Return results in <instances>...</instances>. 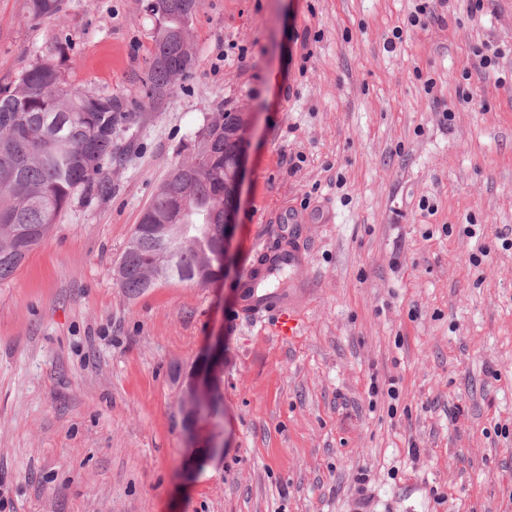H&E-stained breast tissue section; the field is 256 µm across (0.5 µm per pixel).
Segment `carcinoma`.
I'll use <instances>...</instances> for the list:
<instances>
[{
	"instance_id": "cac0c4a2",
	"label": "carcinoma",
	"mask_w": 512,
	"mask_h": 512,
	"mask_svg": "<svg viewBox=\"0 0 512 512\" xmlns=\"http://www.w3.org/2000/svg\"><path fill=\"white\" fill-rule=\"evenodd\" d=\"M169 27L190 29L184 0H160ZM63 0H28L27 19L39 23L57 18ZM145 78V95L164 98L175 81L190 69L178 63L194 59L193 42L171 41L156 29ZM71 49L69 35L57 33L46 52L30 68L0 83V281L10 278L26 255L52 229L79 192L104 190V165L112 160L113 134L131 119L120 104L72 87L63 61ZM219 112L203 130L212 165L191 181L171 176L160 185L144 213L174 224L188 225L187 241L175 257L177 272L159 282L204 283L222 271L214 242L224 233V210L233 206L236 190L225 169L240 145L224 138ZM160 260L155 237L134 230L119 264L125 274L120 287L136 295L156 283L147 273Z\"/></svg>"
}]
</instances>
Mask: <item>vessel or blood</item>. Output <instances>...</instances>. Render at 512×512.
<instances>
[{
	"label": "vessel or blood",
	"instance_id": "1",
	"mask_svg": "<svg viewBox=\"0 0 512 512\" xmlns=\"http://www.w3.org/2000/svg\"><path fill=\"white\" fill-rule=\"evenodd\" d=\"M307 258V251L291 241L262 246L240 284L235 319L257 324L272 316L278 336L293 337L299 324V296L312 291L311 283L298 281Z\"/></svg>",
	"mask_w": 512,
	"mask_h": 512
}]
</instances>
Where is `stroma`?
<instances>
[{"label": "stroma", "instance_id": "35a3bbf8", "mask_svg": "<svg viewBox=\"0 0 512 512\" xmlns=\"http://www.w3.org/2000/svg\"><path fill=\"white\" fill-rule=\"evenodd\" d=\"M417 2L202 0L193 67L153 103L147 0L39 23L0 0V81L63 29L68 81L134 115L108 193L76 195L0 282V512H512V0H447L425 28ZM240 109L226 274L127 296L113 269L143 210ZM286 206L317 285L290 339L232 320ZM208 358L220 461L178 406Z\"/></svg>", "mask_w": 512, "mask_h": 512}]
</instances>
